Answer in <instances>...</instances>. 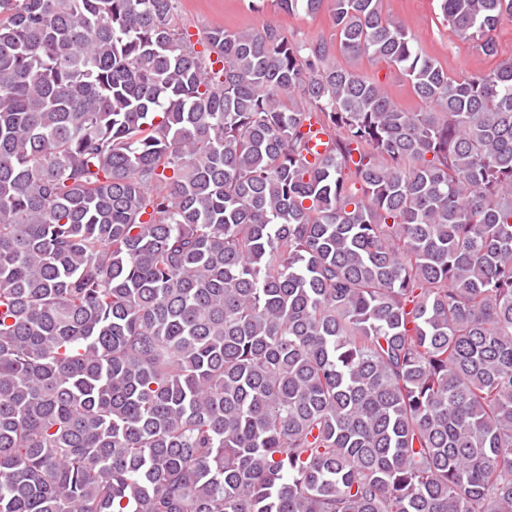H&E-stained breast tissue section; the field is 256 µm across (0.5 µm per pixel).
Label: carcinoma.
<instances>
[{
	"instance_id": "obj_1",
	"label": "carcinoma",
	"mask_w": 512,
	"mask_h": 512,
	"mask_svg": "<svg viewBox=\"0 0 512 512\" xmlns=\"http://www.w3.org/2000/svg\"><path fill=\"white\" fill-rule=\"evenodd\" d=\"M175 2L0 0V512H512V58ZM180 26L193 36L196 42L201 33L212 25L235 29L260 28L270 21L278 22L288 39L313 40L335 38L336 28L331 15L322 12L314 16L284 15L275 10L272 0H177ZM336 63L353 65L361 75L380 81L389 96L407 111H419L424 108V105L412 93L406 77L395 66L384 61H369L366 58L351 61L340 54L336 56Z\"/></svg>"
}]
</instances>
